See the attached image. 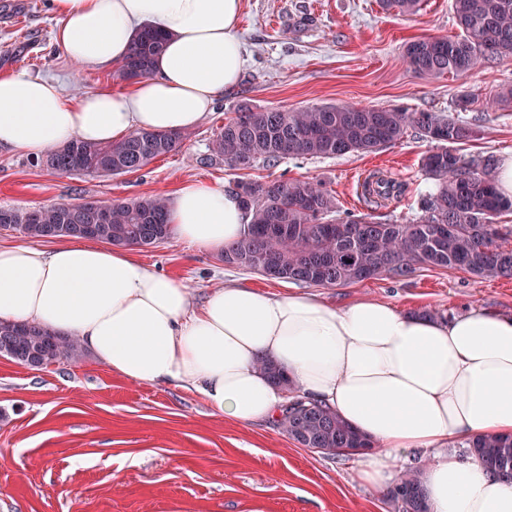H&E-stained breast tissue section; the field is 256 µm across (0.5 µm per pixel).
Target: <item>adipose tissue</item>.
<instances>
[{"instance_id":"ef3b65f1","label":"adipose tissue","mask_w":512,"mask_h":512,"mask_svg":"<svg viewBox=\"0 0 512 512\" xmlns=\"http://www.w3.org/2000/svg\"><path fill=\"white\" fill-rule=\"evenodd\" d=\"M54 37L83 68L121 64L143 27L166 38L150 76L119 92L67 95L56 82L0 76V147L38 156L79 138L199 125L245 65L241 0H54ZM237 192L183 185L169 204L172 235L210 249L243 236ZM0 322L31 323L82 345L132 382L198 392L239 424L274 419L283 390L260 369L281 367L306 397L372 440L358 463L386 488L421 457L429 512H512V480L459 442L512 435V312L472 309L447 320L392 303L339 307L315 296L249 286L209 292L193 307L180 281L130 250L66 238L51 248L0 246Z\"/></svg>"}]
</instances>
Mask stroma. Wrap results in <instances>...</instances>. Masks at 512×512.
Masks as SVG:
<instances>
[{
  "label": "stroma",
  "instance_id": "1",
  "mask_svg": "<svg viewBox=\"0 0 512 512\" xmlns=\"http://www.w3.org/2000/svg\"><path fill=\"white\" fill-rule=\"evenodd\" d=\"M53 0H0V73H25L78 95L120 86L116 70L88 71L54 40ZM237 30L246 63L239 84L176 152L142 171L100 177L60 174L21 150L0 149V208L173 196L199 181L235 189L265 176L321 181L339 215L373 214L402 222L420 212L435 182L422 169L432 149L414 129L383 151L334 158H288L277 167L233 170L198 158L241 103L284 110L335 104L444 112L480 125L465 156L512 155V107L495 105L512 86V56L464 74L421 77L402 59L407 42L461 33L452 0H421L416 14L379 0H242ZM470 95L458 108L460 95ZM382 172L397 198L374 207L363 183ZM136 256L184 283L195 301L213 289L245 284L281 294L298 284L224 263L219 249L174 238ZM309 294L342 306L362 299L420 308L448 318L474 307L512 310V280L459 270H420ZM0 512H393L387 492L359 482L349 458L289 439L276 422L239 425L211 414L196 392L140 384L112 373L91 354L32 370L0 357Z\"/></svg>",
  "mask_w": 512,
  "mask_h": 512
}]
</instances>
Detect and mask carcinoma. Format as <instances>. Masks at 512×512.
Segmentation results:
<instances>
[{
	"instance_id": "cac0c4a2",
	"label": "carcinoma",
	"mask_w": 512,
	"mask_h": 512,
	"mask_svg": "<svg viewBox=\"0 0 512 512\" xmlns=\"http://www.w3.org/2000/svg\"><path fill=\"white\" fill-rule=\"evenodd\" d=\"M421 0H382L401 13L418 11ZM463 34L410 41L403 59L422 77L467 73L512 54V0H452ZM165 43L151 27L135 37L118 71L124 81L152 73ZM437 143L422 159L436 182V192L422 199L421 215L405 223L379 221L363 214L337 217L336 200L322 182L311 179L251 180L237 184L250 213L240 241L225 249L224 263L275 278L319 287L345 286L385 276L404 278L420 269H460L481 278H512V249L497 240L512 227L496 219L512 212V199L494 179L492 155L467 158L455 145L477 139L478 126L441 112L313 105L298 110L239 107L213 134L209 154L200 163H224L250 169L259 163L275 167L288 158H333L350 152L374 153L401 141L408 129ZM185 132L137 130L124 140L91 144L79 139L55 156L56 172L120 176L136 173L159 156L177 150ZM395 185L376 179L365 185L374 199L395 196ZM88 202L59 203L33 210L0 208V228L37 239L90 238L113 246L148 248L170 238L168 202L162 196L114 199L109 220L94 224ZM83 346L38 325L0 323V356L30 369L77 362ZM261 368L288 392L277 425L304 448H330L332 454H357L374 443L334 411L297 393L284 370L263 362ZM487 467L512 478V438L485 435L467 442ZM394 512H428L419 473L405 474L391 492Z\"/></svg>"
}]
</instances>
